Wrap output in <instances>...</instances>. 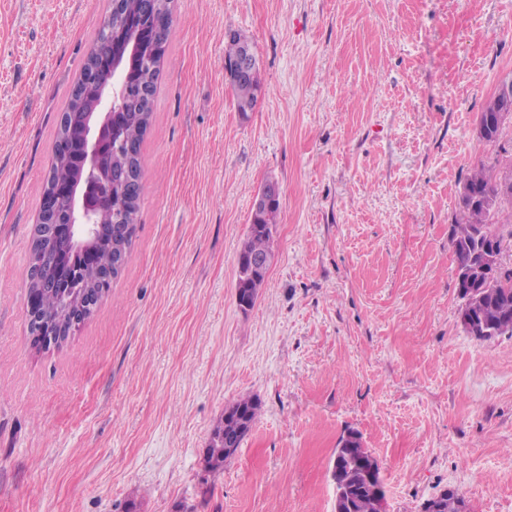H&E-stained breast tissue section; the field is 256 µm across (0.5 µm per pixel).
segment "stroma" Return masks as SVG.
I'll return each instance as SVG.
<instances>
[{"label":"stroma","instance_id":"stroma-1","mask_svg":"<svg viewBox=\"0 0 512 512\" xmlns=\"http://www.w3.org/2000/svg\"><path fill=\"white\" fill-rule=\"evenodd\" d=\"M109 0H0V512H334L358 432L386 512H512V336L463 328L450 231L512 74V0H175L134 247L59 346L26 316L58 120ZM261 95L241 116L231 32ZM281 189L254 306L237 255ZM261 409L222 470L226 405ZM223 422L217 426L213 435L217 438L220 435V432H224V438L221 441H216L212 439L211 447L209 448V464L212 470H221L224 467V462L230 459L228 456L224 457V451L230 455H235L237 450L244 440V438L248 435L247 431H240L235 424L232 423H224V426L221 425ZM230 444L233 448L224 449V445ZM237 448V449H236Z\"/></svg>","mask_w":512,"mask_h":512}]
</instances>
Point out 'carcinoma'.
Returning <instances> with one entry per match:
<instances>
[{
  "label": "carcinoma",
  "instance_id": "obj_1",
  "mask_svg": "<svg viewBox=\"0 0 512 512\" xmlns=\"http://www.w3.org/2000/svg\"><path fill=\"white\" fill-rule=\"evenodd\" d=\"M173 0H120V5L112 10L109 28L114 37L98 35L87 56L85 66H90L92 56L112 57L121 66V75L127 78L129 94L115 100L114 123L118 126V137L124 139L121 153L112 154V168L124 170L132 167L137 179L132 184L125 182L116 185L105 181L103 189L112 191V205L105 207L96 218L97 242L94 258L76 252L70 245V238L60 230L68 223L66 202L56 199L54 190L67 183L78 185L83 178V156L85 154V123L80 118L85 100L97 95L98 87L112 83L110 68L103 66L92 83L84 88V95L71 94L62 112L64 119L59 121L53 147V162L48 171L40 203L39 224L36 230L47 224L54 225L52 237L44 247L29 251V277L27 288L41 289L42 316L52 322L62 321L67 316L65 295L72 294L74 288H87L93 295V302L103 296L99 291L94 270L98 266L112 264L113 251L119 250L129 256L137 232L139 200L143 189L142 144L150 124L154 99L138 106L130 95L144 88L154 93L161 73L164 54L152 60V66L143 67L144 59L151 56L153 47L166 50L169 36ZM251 40L240 32L226 42L224 63L233 64L240 56L242 48ZM228 86L236 102L237 110L247 113L255 108L260 84L256 80L231 79ZM477 141L494 151L488 164H480L466 178L459 193V210L450 233V242L456 260L457 274L476 269L479 257L477 243H489L499 251L512 248V197L501 199L493 207H483L473 199V194L490 195L496 193L497 171H512V150L505 143L512 142V136L497 127L487 136L477 137ZM280 204L266 208L251 227L239 251L237 260L250 254L272 251V231L276 230ZM483 286L480 299H472L469 305L477 319V324L468 333L477 339L485 340L482 325L490 324L497 329L496 335L512 334V267L500 266L492 280L479 281ZM228 409L248 412L251 419H257L260 403L257 398L241 396ZM224 435L220 441H212L209 448V464L213 470L224 468L228 457L224 456V446H240L248 435L232 423L217 426L214 435ZM370 456L364 448L361 436L350 432L342 437L332 455L331 467L336 489L343 491L346 507L343 512H381L379 491L367 482L362 475L359 462Z\"/></svg>",
  "mask_w": 512,
  "mask_h": 512
}]
</instances>
